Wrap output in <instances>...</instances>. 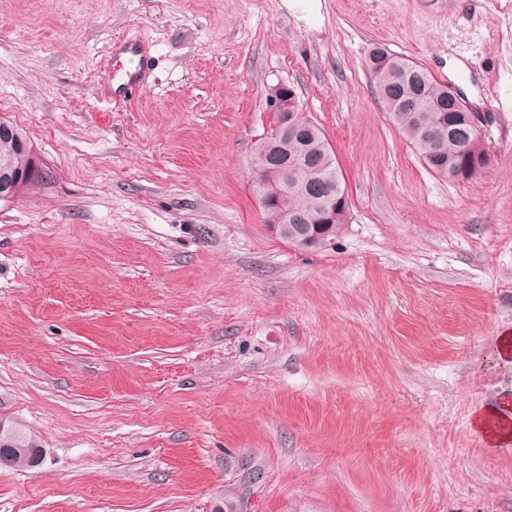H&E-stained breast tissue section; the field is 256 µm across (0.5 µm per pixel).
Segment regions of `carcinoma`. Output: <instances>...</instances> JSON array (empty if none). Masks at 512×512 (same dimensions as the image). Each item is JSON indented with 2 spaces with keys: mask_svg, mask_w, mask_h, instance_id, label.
<instances>
[{
  "mask_svg": "<svg viewBox=\"0 0 512 512\" xmlns=\"http://www.w3.org/2000/svg\"><path fill=\"white\" fill-rule=\"evenodd\" d=\"M368 68L375 96L384 95L392 102L388 115L396 129L431 171L449 176L460 166L467 140L473 133L448 106V84L437 80L423 67L392 53L368 61ZM310 127L311 136H288V156L304 159L302 163L291 165V178L299 189L288 194L285 206L275 202L260 206L266 224H287L291 214L302 215L308 220L319 218L321 202L307 190L312 183L328 181L332 183L336 197L347 196L331 145L315 123H310ZM4 163L21 172L28 165V155L14 141L0 138V165ZM40 451L39 445L19 422L6 423L0 438V454L8 456L11 465L37 467Z\"/></svg>",
  "mask_w": 512,
  "mask_h": 512,
  "instance_id": "carcinoma-1",
  "label": "carcinoma"
}]
</instances>
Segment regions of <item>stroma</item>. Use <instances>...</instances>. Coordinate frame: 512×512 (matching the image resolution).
<instances>
[{"mask_svg": "<svg viewBox=\"0 0 512 512\" xmlns=\"http://www.w3.org/2000/svg\"><path fill=\"white\" fill-rule=\"evenodd\" d=\"M156 57L105 99L114 40ZM458 87L453 181L375 98L374 46ZM293 87L349 216L297 251L251 152ZM45 175L0 202V411L46 456L0 512H512V0H0V118ZM511 413L512 405L510 400L500 403L499 406L485 407L484 410L478 412L475 419L476 424L484 432L490 445L502 446L511 443ZM492 420H495V427L491 425Z\"/></svg>", "mask_w": 512, "mask_h": 512, "instance_id": "35a3bbf8", "label": "stroma"}]
</instances>
